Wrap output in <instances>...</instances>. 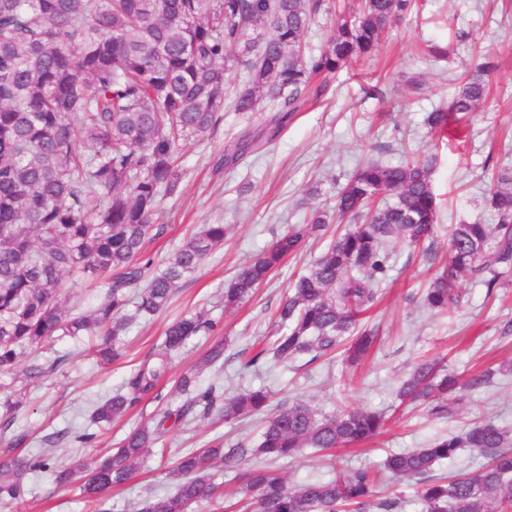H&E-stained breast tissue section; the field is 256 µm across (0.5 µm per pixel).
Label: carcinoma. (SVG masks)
<instances>
[{
	"label": "carcinoma",
	"mask_w": 512,
	"mask_h": 512,
	"mask_svg": "<svg viewBox=\"0 0 512 512\" xmlns=\"http://www.w3.org/2000/svg\"><path fill=\"white\" fill-rule=\"evenodd\" d=\"M412 3L360 0L355 13L336 14L324 47L307 55L304 36L316 14L336 8L330 0H0V374L14 371L22 350L41 348L60 333L98 331V361L119 359L116 343L129 324L161 311L177 285L224 242L226 226L206 224L163 268L143 256L159 203L177 194L184 177L183 147L210 136L222 119L232 68L248 73L233 96V110L256 112L273 103L277 115L269 131L275 137L290 116L322 98L327 78L374 54L389 21ZM486 97L482 75H468L451 104L429 112L426 123L443 131L449 115L465 116ZM80 139L90 152L79 149ZM431 168L412 159L359 163L332 205L311 208L225 286L224 307H235L333 219L355 221L294 282L277 309L280 332L272 347L251 355L245 366L257 365L268 352L280 363L302 357L312 363L341 349L350 362L370 351L375 334L360 316L377 302L386 280L388 244L398 238L414 247L434 243L438 203ZM387 193L396 195L393 204L372 206ZM484 204L498 223L453 226L448 265L422 294L424 307H452L463 277L490 295L512 272V165L493 180ZM70 272L108 282L90 315L65 320L57 302ZM215 327L202 313L171 324L163 342L126 377L124 392L96 406L94 419L109 423L138 404L167 371L172 354ZM495 375L486 369L464 379L425 361L401 381L396 396L450 416L457 392L483 389ZM176 388L186 395L180 407L165 411L152 427L130 431L86 475L80 467L58 470L45 456L1 455L0 500L18 498L27 475L37 470L51 473L58 485L77 482L85 498L100 500L128 481L171 416L216 411L231 420L269 405L262 389L227 397L219 386L200 387L191 372ZM386 424L378 412L319 415L286 400L267 416L252 446H226L215 438L179 456L169 471L177 478L173 491L145 499L138 512H191L221 496L211 474L218 461L238 471L247 512H396L399 498L375 497L378 475L370 470L290 487L272 467L307 448L364 442ZM462 448L483 459L478 470L446 480L431 476L436 463ZM384 469L415 483L418 512H512V430L494 418L441 435L424 448L392 453Z\"/></svg>",
	"instance_id": "obj_1"
}]
</instances>
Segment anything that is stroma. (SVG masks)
<instances>
[{
	"instance_id": "35a3bbf8",
	"label": "stroma",
	"mask_w": 512,
	"mask_h": 512,
	"mask_svg": "<svg viewBox=\"0 0 512 512\" xmlns=\"http://www.w3.org/2000/svg\"><path fill=\"white\" fill-rule=\"evenodd\" d=\"M432 44L447 49L445 60L434 61L428 52ZM486 62L492 65L486 76L489 98L468 115L466 134L457 138L430 130L428 112L447 106L460 77ZM416 80L421 88H413ZM273 115L268 105L249 113L225 108L208 139L184 147L186 175L177 195L160 202L143 246L145 256L160 267L201 225L225 224L229 231L223 245L180 283L163 311L134 319L119 341L121 359L99 363L89 353L91 337L59 336L46 349L26 351L14 373L0 374V393L23 400L9 430L0 433V454L8 451L14 434L24 432L30 438L24 452H47L62 468L93 466L130 430L179 407L184 397L175 382L191 371L201 385L216 383L229 394L267 390L275 405L288 399L319 413L358 408L389 416L387 431L370 442L332 451L309 448L280 462L278 469L291 485L328 479L342 469L380 470L388 453L424 447L478 417L512 428V373L497 375L488 388L464 392L450 418L395 399L400 382L425 359H443L461 374L512 362V276L491 296L474 281L461 279L460 303L446 313L413 299L445 262L452 225L495 221L483 199L505 149L512 147V0H417L387 26L373 58L338 71L328 94L295 113L275 139L259 140L240 161L225 164V151L263 129ZM406 156L434 161L437 236L428 254L400 239L390 244L388 278L370 313L380 327L371 354L354 367L339 360L283 365L270 358L243 367L242 353H253L270 340L279 304L298 274L321 254L335 225H328L325 236L310 238L302 254L285 259L237 308L224 306L225 283L311 206L329 203L338 181L357 163L373 158L394 164ZM103 291L101 282L65 275L59 296L63 315L89 313ZM199 312L215 322L213 334L192 337L173 356L154 391L130 412L108 425L94 423L96 405L122 392L129 371L163 341L168 325ZM218 337L225 343L224 361L205 364ZM35 360L50 370L45 377L26 378ZM262 420L259 414L227 421L197 412L167 422L152 455L135 465L123 489L107 493V512H137L143 499L170 492L169 468L178 454L217 437L228 445L255 442ZM82 433L91 434V441L80 442ZM95 510L77 485L56 487L40 472L28 477L19 498L0 503V512Z\"/></svg>"
}]
</instances>
